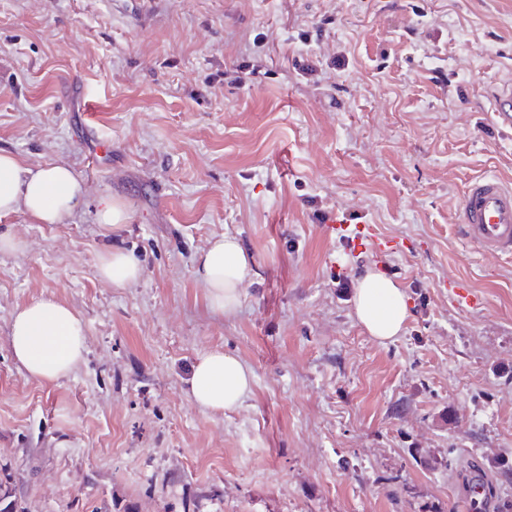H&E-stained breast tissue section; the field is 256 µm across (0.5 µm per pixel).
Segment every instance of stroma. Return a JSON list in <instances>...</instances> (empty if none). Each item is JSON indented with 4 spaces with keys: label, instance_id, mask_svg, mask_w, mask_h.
<instances>
[{
    "label": "stroma",
    "instance_id": "35a3bbf8",
    "mask_svg": "<svg viewBox=\"0 0 512 512\" xmlns=\"http://www.w3.org/2000/svg\"><path fill=\"white\" fill-rule=\"evenodd\" d=\"M509 79L512 0H0V149L86 186L66 223L0 218L26 243L0 253V491L26 512H471L478 470L512 512V256L460 230L474 177L512 185L489 119ZM105 193L132 213L113 233ZM336 217L406 248L352 255ZM224 233L254 261L231 316L195 276ZM107 248L136 283L97 276ZM366 266L410 302L384 345L354 315ZM49 297L87 333L56 384L8 341ZM215 349L254 374L224 413L187 393ZM131 212L124 200L111 194L102 197L95 209V221L107 231L121 229L129 224ZM96 272L102 281L122 288L139 278L140 266L130 254L120 250H108L98 257Z\"/></svg>",
    "mask_w": 512,
    "mask_h": 512
}]
</instances>
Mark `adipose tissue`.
Instances as JSON below:
<instances>
[{
  "instance_id": "1",
  "label": "adipose tissue",
  "mask_w": 512,
  "mask_h": 512,
  "mask_svg": "<svg viewBox=\"0 0 512 512\" xmlns=\"http://www.w3.org/2000/svg\"><path fill=\"white\" fill-rule=\"evenodd\" d=\"M85 194L80 173L62 166L24 165L0 149V218L22 213L40 224H61ZM98 277L118 288L140 276L137 260L120 250L102 253ZM252 272V261L235 236L213 238L199 259L196 276L206 291L209 307L233 314L241 304V288ZM354 308L359 323L379 343L394 340L410 315L407 296L392 278L369 267L358 277ZM9 345L16 363L34 380L54 384L68 378L86 353V324L70 306L41 299L17 308ZM252 370L236 356L221 350L194 362L188 379L189 396L203 411L237 408L249 395Z\"/></svg>"
}]
</instances>
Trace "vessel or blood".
<instances>
[{
	"label": "vessel or blood",
	"instance_id": "obj_1",
	"mask_svg": "<svg viewBox=\"0 0 512 512\" xmlns=\"http://www.w3.org/2000/svg\"><path fill=\"white\" fill-rule=\"evenodd\" d=\"M491 118L501 131H512L511 84H503L495 94ZM461 229L463 236L483 251L511 255L512 186L494 176L473 181L461 200ZM326 232L352 253H384L394 247L392 241L379 237L369 224L339 221L327 225Z\"/></svg>",
	"mask_w": 512,
	"mask_h": 512
}]
</instances>
